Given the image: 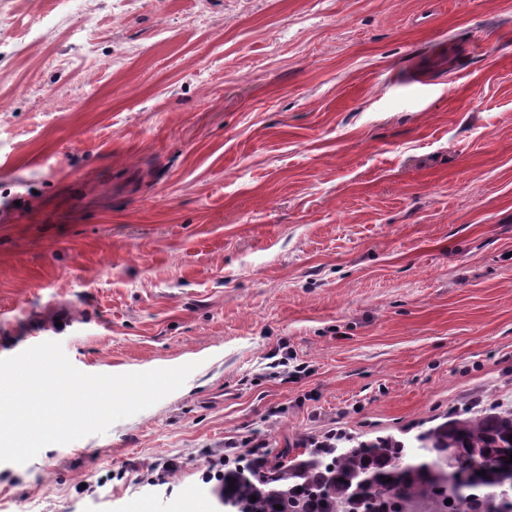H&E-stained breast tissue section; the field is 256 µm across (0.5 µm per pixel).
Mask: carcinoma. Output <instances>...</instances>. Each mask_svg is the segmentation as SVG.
<instances>
[{"label":"carcinoma","mask_w":512,"mask_h":512,"mask_svg":"<svg viewBox=\"0 0 512 512\" xmlns=\"http://www.w3.org/2000/svg\"><path fill=\"white\" fill-rule=\"evenodd\" d=\"M512 410L447 415L404 437L336 431L297 455L285 448L263 465L224 463L216 497L236 512H413L419 501L448 498V460L485 474L456 498L457 512H512L495 465L512 454ZM256 501H251V496ZM282 506L277 510L276 506Z\"/></svg>","instance_id":"obj_1"}]
</instances>
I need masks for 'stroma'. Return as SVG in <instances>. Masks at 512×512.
Returning a JSON list of instances; mask_svg holds the SVG:
<instances>
[{"label": "stroma", "instance_id": "35a3bbf8", "mask_svg": "<svg viewBox=\"0 0 512 512\" xmlns=\"http://www.w3.org/2000/svg\"><path fill=\"white\" fill-rule=\"evenodd\" d=\"M49 340L197 368L0 512H224L228 442L512 408V0H0V358Z\"/></svg>", "mask_w": 512, "mask_h": 512}]
</instances>
